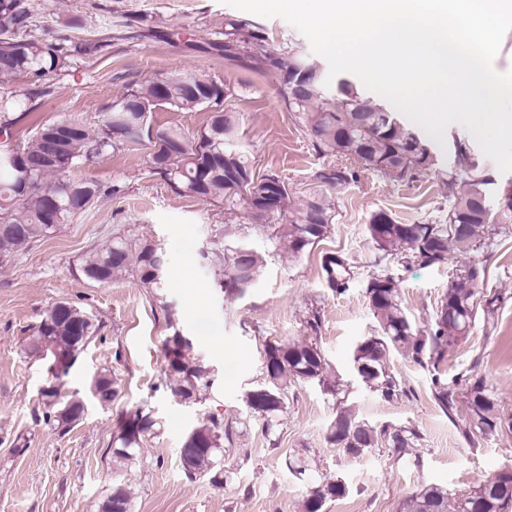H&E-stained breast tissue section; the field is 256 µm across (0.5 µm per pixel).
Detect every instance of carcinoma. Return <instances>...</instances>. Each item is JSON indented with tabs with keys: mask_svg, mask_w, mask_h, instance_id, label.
<instances>
[{
	"mask_svg": "<svg viewBox=\"0 0 512 512\" xmlns=\"http://www.w3.org/2000/svg\"><path fill=\"white\" fill-rule=\"evenodd\" d=\"M35 15L27 0H0V79L28 76L39 84L36 94L52 92L47 77L68 67L74 54L97 56L107 44L98 39L69 37L41 38L34 34ZM231 56L244 50L261 58L265 69L279 77V94L288 111L294 113L314 139L322 154L346 157L367 170L382 172L396 180H412L418 172L435 165L425 141L409 129L391 108L361 94L355 84L343 80L334 98L323 91L321 67L291 49L281 53L266 49L263 29L256 22L224 19V41L214 43ZM227 84L201 73L173 70L130 88L102 113L96 128L74 115L36 122L28 139L14 142L15 111L22 108L25 92L0 95V268L16 255L69 224L88 211L103 196H121V186H106L95 180L75 179L72 172L81 164L103 159L130 145L112 136V128L125 124L145 125L144 137L137 143L150 149V173L166 181L180 194L206 203L222 201L233 210L242 206L253 223L269 228L270 244L291 259H299L309 248L331 232L332 211L325 191L337 190L353 178L342 164L324 167L314 175L317 188L300 202L287 194L281 205L270 211L259 203L272 181H283L275 172L259 174L240 137V114L224 107ZM158 107L180 112H209L206 123L194 134L181 127L156 125L153 113ZM448 180L458 181L461 189L448 207V215L423 224H397L384 211L376 212L366 225L373 247L383 258H400L420 267L445 262L455 253L466 257L493 244V224H512V212L499 215L495 209V180L479 164L468 143L455 145ZM225 230H215L214 248L200 254L203 267L214 273L217 285L230 296L243 293L263 266V256L245 243L224 244ZM326 283L340 293L349 268L340 257H325ZM84 276L109 283L132 277L140 285L157 292L164 288L166 257L148 239L114 237L103 247L88 253L82 263ZM485 286V267L476 260L464 263L448 283V292L438 304L430 329L417 328L402 306L398 281L390 274L371 278L365 288L370 311L378 330L364 337L353 349L352 363L357 377L385 400L407 395L390 370V360L398 355L421 366H436L448 349L457 345L472 328ZM100 326L77 306L60 301L53 304L27 344V354L50 356L52 379L42 394L41 412L36 417L46 425L66 430L75 416L62 412L82 408L75 397L61 396L58 380L76 362L77 337L91 340ZM191 341L176 331L164 345L163 387L181 404L201 402L212 385V371L190 357ZM264 379L244 395L251 416L262 422L264 433H275L285 410L288 385L296 381L318 384L336 397L343 382L325 356L311 342L269 343L265 348ZM95 400L109 406L119 395L118 383L106 373L91 383ZM465 399L466 419L462 436L471 445L495 436L501 429L497 399L486 382L479 379L463 395L446 383L435 380L434 399L448 418ZM157 421L138 409L121 419L118 445L112 456L128 461L135 455L139 439L151 434ZM235 434L231 423L210 415L182 440L180 463L186 479L211 475V482L223 485L231 470L221 467L224 442ZM327 439L352 456H360L385 443L397 457L417 453L420 434L416 429L391 424L376 426L356 414L351 406H340ZM293 474L307 476L308 487L297 512H323L325 504L347 492L344 482L318 473L316 461L299 453L287 460ZM512 508V475L499 473L465 495L426 486L405 500L401 512H509ZM102 512H132L131 492L121 482L112 484Z\"/></svg>",
	"mask_w": 512,
	"mask_h": 512,
	"instance_id": "1",
	"label": "carcinoma"
}]
</instances>
